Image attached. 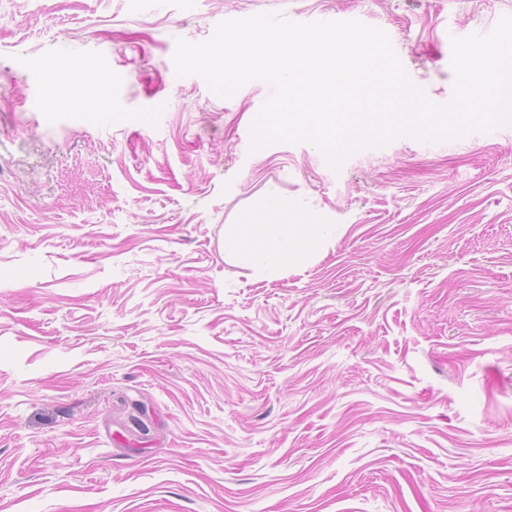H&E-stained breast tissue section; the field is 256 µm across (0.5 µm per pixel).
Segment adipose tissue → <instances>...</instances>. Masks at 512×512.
Wrapping results in <instances>:
<instances>
[{
  "label": "adipose tissue",
  "instance_id": "obj_1",
  "mask_svg": "<svg viewBox=\"0 0 512 512\" xmlns=\"http://www.w3.org/2000/svg\"><path fill=\"white\" fill-rule=\"evenodd\" d=\"M312 232L305 224H263L252 222L242 225L240 238L234 243L242 262L260 261L275 268L292 253L309 245Z\"/></svg>",
  "mask_w": 512,
  "mask_h": 512
}]
</instances>
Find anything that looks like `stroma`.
I'll return each instance as SVG.
<instances>
[{
	"label": "stroma",
	"mask_w": 512,
	"mask_h": 512,
	"mask_svg": "<svg viewBox=\"0 0 512 512\" xmlns=\"http://www.w3.org/2000/svg\"><path fill=\"white\" fill-rule=\"evenodd\" d=\"M258 13L444 105L512 0H0V512H512V123L252 149L271 87L172 56ZM253 221L328 230L271 270Z\"/></svg>",
	"instance_id": "obj_1"
}]
</instances>
